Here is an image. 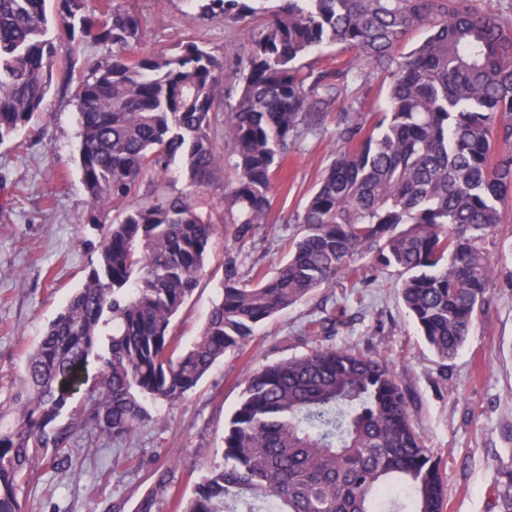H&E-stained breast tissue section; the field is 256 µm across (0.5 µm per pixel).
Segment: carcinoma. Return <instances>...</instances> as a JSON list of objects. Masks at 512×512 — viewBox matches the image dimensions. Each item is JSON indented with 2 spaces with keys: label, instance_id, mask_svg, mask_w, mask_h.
Here are the masks:
<instances>
[{
  "label": "carcinoma",
  "instance_id": "cac0c4a2",
  "mask_svg": "<svg viewBox=\"0 0 512 512\" xmlns=\"http://www.w3.org/2000/svg\"><path fill=\"white\" fill-rule=\"evenodd\" d=\"M45 2L0 0V145L44 118L56 42L110 47L75 98L88 222L117 214L99 226L88 275L0 399V512H24L33 475L70 470L69 449L127 440L148 405L184 399L280 312L338 278L363 281L364 261L393 269L402 304L448 367L489 309L494 263L483 242L512 202V28L489 0H202L203 14L226 21L268 16L246 33L224 113L235 162L223 227L190 193L169 191L163 174L178 159L189 186L210 181L224 61L192 39L175 54L134 55L143 23L128 0H101L96 16L82 0H58L53 22ZM323 45L351 57L318 71L297 65ZM359 59L386 87L384 110L343 109L348 146L296 213L301 232L286 260L245 278L229 259L201 332L180 347L173 321L215 237L257 232L288 147L348 100ZM339 315L346 309L304 333L334 335ZM176 484L175 465L157 468L134 512H162L166 498L173 512L446 509L444 473L393 365L334 346L256 371L225 429L223 461L188 498Z\"/></svg>",
  "mask_w": 512,
  "mask_h": 512
}]
</instances>
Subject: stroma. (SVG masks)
<instances>
[{
	"mask_svg": "<svg viewBox=\"0 0 512 512\" xmlns=\"http://www.w3.org/2000/svg\"><path fill=\"white\" fill-rule=\"evenodd\" d=\"M141 16V54L169 53L195 39L223 59L224 84L236 89L232 64L241 54L243 26L203 15L193 0H130ZM228 102L215 109L213 137L224 161L204 186L189 188L180 163L169 184L192 190L216 224L224 222V194L233 178L234 156L224 141ZM41 130L24 131L0 146V392L6 391L26 352L41 336L68 295L81 285L96 259L100 234L86 221L88 195L74 160L78 141L75 87L55 79L43 102ZM344 149L335 114L288 151L269 193L265 224L239 242L216 238L205 275L181 313L175 332L182 343L198 335L224 277L227 257L241 272L271 273L296 237L294 221L322 172ZM512 213L504 212L496 236L485 243L495 264L491 307L460 354L440 369L418 336L398 297L393 277L369 270L352 289L346 279L258 328L243 353L216 363L184 400L150 408L149 420L126 441L107 440L75 448L79 462L64 474L32 480L26 512H121L133 507L153 483L161 464L177 466L178 488L191 494L211 463L220 461L224 427L239 404L247 379L262 367L307 353L313 346L304 326L343 306L347 322L333 345L388 359L403 384L408 407L427 447L440 458L447 480L445 512H506L512 483ZM130 458V469L113 470L112 458Z\"/></svg>",
	"mask_w": 512,
	"mask_h": 512,
	"instance_id": "35a3bbf8",
	"label": "stroma"
}]
</instances>
